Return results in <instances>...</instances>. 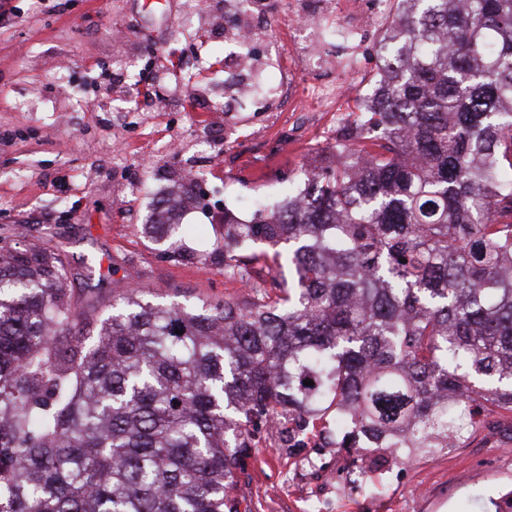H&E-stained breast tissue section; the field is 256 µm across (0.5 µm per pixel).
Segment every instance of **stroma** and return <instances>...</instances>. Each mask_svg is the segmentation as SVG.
<instances>
[{
    "instance_id": "1",
    "label": "stroma",
    "mask_w": 512,
    "mask_h": 512,
    "mask_svg": "<svg viewBox=\"0 0 512 512\" xmlns=\"http://www.w3.org/2000/svg\"><path fill=\"white\" fill-rule=\"evenodd\" d=\"M199 0H0V246L47 252L68 270L72 306L106 318L127 287L189 309L247 301L249 285L210 259L224 211L248 217L276 200L310 160L330 153L332 112L304 100H235L226 49L210 16L184 24ZM283 51L272 80L332 82L292 46L288 0H272ZM133 60L129 76L114 57ZM205 190L184 223L190 259L162 257L143 226L162 189L184 171ZM207 262H200V255ZM318 448L255 437L241 477L244 512H495L512 490V412L489 408L467 440L393 467L370 466L358 489L340 473L357 454L318 421Z\"/></svg>"
}]
</instances>
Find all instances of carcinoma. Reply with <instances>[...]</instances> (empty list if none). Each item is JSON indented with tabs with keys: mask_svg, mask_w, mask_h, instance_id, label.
Listing matches in <instances>:
<instances>
[{
	"mask_svg": "<svg viewBox=\"0 0 512 512\" xmlns=\"http://www.w3.org/2000/svg\"><path fill=\"white\" fill-rule=\"evenodd\" d=\"M394 2L332 164L224 213L257 301L129 288L96 324L58 258L0 255V512H239L257 418L369 431L390 466L453 447L451 392L512 411V0ZM258 242L288 245L273 297Z\"/></svg>",
	"mask_w": 512,
	"mask_h": 512,
	"instance_id": "1",
	"label": "carcinoma"
}]
</instances>
